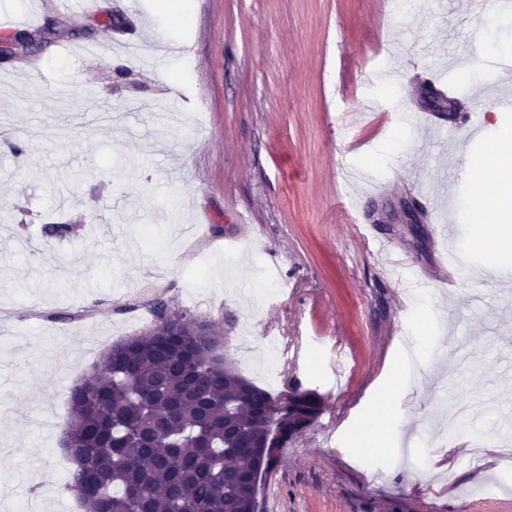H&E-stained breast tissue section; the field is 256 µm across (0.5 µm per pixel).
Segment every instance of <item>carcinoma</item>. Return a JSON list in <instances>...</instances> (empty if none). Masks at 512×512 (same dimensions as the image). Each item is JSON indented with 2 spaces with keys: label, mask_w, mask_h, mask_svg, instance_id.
<instances>
[{
  "label": "carcinoma",
  "mask_w": 512,
  "mask_h": 512,
  "mask_svg": "<svg viewBox=\"0 0 512 512\" xmlns=\"http://www.w3.org/2000/svg\"><path fill=\"white\" fill-rule=\"evenodd\" d=\"M151 327L118 341L70 389L62 431L76 469L66 488L87 512H257L260 481L288 437L322 408L297 399L281 437V402L187 334L199 315L157 298Z\"/></svg>",
  "instance_id": "carcinoma-1"
}]
</instances>
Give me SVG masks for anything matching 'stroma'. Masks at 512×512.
I'll list each match as a JSON object with an SVG mask.
<instances>
[{"mask_svg":"<svg viewBox=\"0 0 512 512\" xmlns=\"http://www.w3.org/2000/svg\"><path fill=\"white\" fill-rule=\"evenodd\" d=\"M116 14L119 28L100 24ZM47 37L0 64V512H77L66 466L68 392L162 297L217 322L224 352L260 382L267 344L288 346L280 389L317 392L311 427L288 440L259 512H512V480L486 424L482 463L458 466L469 431L450 406L512 390V291L491 286L472 245L471 156L512 130V8L489 0H97L75 16L51 0H0ZM183 44L187 53L167 51ZM442 79L482 135H437L425 89ZM26 142L11 154L8 141ZM452 179L428 221L414 191ZM384 192L368 196L370 184ZM67 237L42 232L54 217ZM448 221L454 236L435 237ZM374 227L364 242L359 227ZM387 242L390 253L378 251ZM465 268L403 299L384 266ZM238 262L228 271L225 260ZM424 357L394 391L405 351ZM397 439L356 443L379 409ZM381 479H374V472Z\"/></svg>","mask_w":512,"mask_h":512,"instance_id":"1","label":"stroma"}]
</instances>
